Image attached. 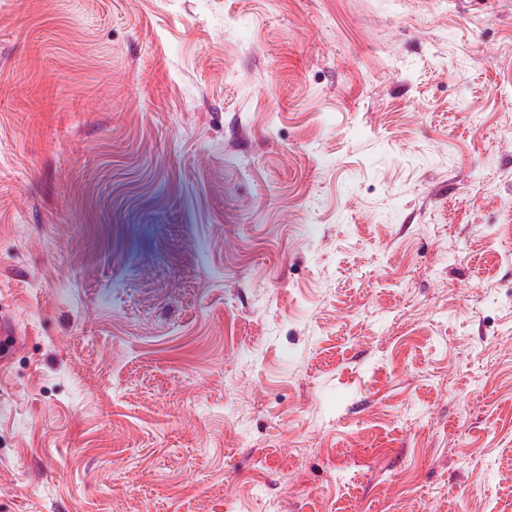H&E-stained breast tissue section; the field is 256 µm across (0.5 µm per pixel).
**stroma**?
<instances>
[{"label":"stroma","instance_id":"stroma-1","mask_svg":"<svg viewBox=\"0 0 512 512\" xmlns=\"http://www.w3.org/2000/svg\"><path fill=\"white\" fill-rule=\"evenodd\" d=\"M0 512H512V0H0Z\"/></svg>","mask_w":512,"mask_h":512}]
</instances>
